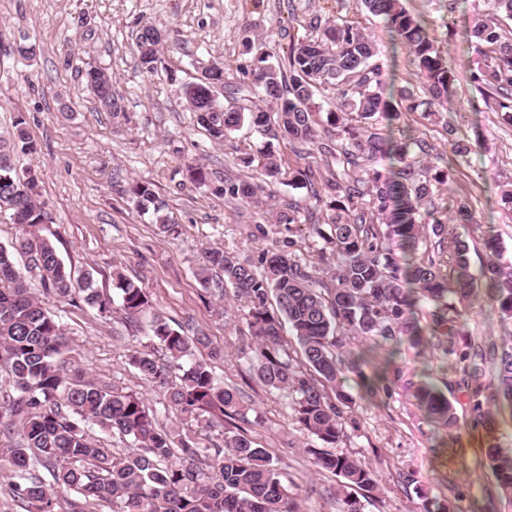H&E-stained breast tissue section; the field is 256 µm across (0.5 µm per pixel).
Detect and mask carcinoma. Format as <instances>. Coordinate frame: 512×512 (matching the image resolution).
<instances>
[{"label":"carcinoma","mask_w":512,"mask_h":512,"mask_svg":"<svg viewBox=\"0 0 512 512\" xmlns=\"http://www.w3.org/2000/svg\"><path fill=\"white\" fill-rule=\"evenodd\" d=\"M360 3L407 48L417 87L387 90L373 37L355 21L340 24L319 15L313 28L322 29L321 39L291 41L281 64L258 57L251 81L224 85V98L217 90L222 62L184 87L188 110L212 139L222 142L246 127L262 143L257 153L241 158L243 167L256 168L257 180H224V199L251 205L275 184L306 188L314 204L290 202L288 210L260 219L284 227L290 246L300 224L323 241L309 259L273 242L262 250L258 266L233 251L207 250L199 283L210 297L229 288L246 304L256 375L270 391L295 394L294 419L320 441L321 447L310 449L313 464L338 478L343 512H362L360 498L379 490L366 462L329 452L340 447L344 409L354 404L343 379L355 375L362 397L376 399L390 394L403 376L388 358L382 371L367 375L370 360L353 351L362 340L429 347L448 357L449 368L461 376L472 426L486 431V466L500 499L512 506V451L496 443L492 412L499 403L512 408V260L498 237L484 240L485 299L497 310L502 336L479 340L463 319L477 293L470 246L458 232V225L477 221L463 198L452 205L453 223L436 217L435 196L450 168L424 164L420 155L427 144L420 138L390 134L406 112L430 121L446 109L456 65L404 0ZM488 5L490 12L475 15L469 27L484 56L479 80L493 90V111L512 112V37H504L495 22L499 15L512 19V0ZM163 42L151 25L138 30L135 46L146 72L158 70ZM13 53L30 60L37 45L24 36ZM84 77L102 111L125 117L108 69L91 66ZM326 87L336 94L327 110L318 101ZM25 124L18 116L11 139L0 140V214L21 226L9 245H0V371L6 370L14 389L0 397V469L10 473L12 495L24 512H57L73 494L112 512H297L282 467L239 425L249 422L250 411L239 389L193 359L201 347L213 358L224 355L206 334L176 329L156 315L150 339L164 359L137 352L131 364L164 390L167 409L185 419L206 416L220 428L209 446L158 425L139 393L90 378L69 362L65 330L46 301L81 302L104 314L112 297L96 287L91 271L74 284L56 243L38 233L46 216L38 199L39 174L20 173L13 161L18 151H34ZM285 140L309 145L304 165L288 163L279 150ZM322 156L336 162L323 180L324 195L315 186ZM130 194L137 210L157 214L161 233H178L160 215L163 203L151 184L137 182ZM112 287L127 317L149 307L145 290L123 273L112 272ZM286 329L300 346L296 364L284 348ZM413 397L434 423L457 428L453 404L431 384L414 386ZM94 426L129 438L134 451L116 457L91 435Z\"/></svg>","instance_id":"carcinoma-1"}]
</instances>
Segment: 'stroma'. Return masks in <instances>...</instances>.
Wrapping results in <instances>:
<instances>
[{
	"mask_svg": "<svg viewBox=\"0 0 512 512\" xmlns=\"http://www.w3.org/2000/svg\"><path fill=\"white\" fill-rule=\"evenodd\" d=\"M447 2L406 0L456 63L458 76L446 112L427 123L409 112L401 124L427 142L431 162L449 154V138L468 146L467 156L453 165L451 193L466 198L477 219L461 231L476 274L486 259L485 230L498 235L512 256V211L496 196L497 185L512 181V118L487 108L484 86L474 78L480 56L464 35L474 14L487 12L486 0H457L452 13ZM325 13L360 18L378 45L386 81L398 88L415 85L405 48L379 18L361 13L358 0H0V137L9 138L17 114H24L36 150L14 160L18 169L40 174L47 212L41 234L56 243L74 275L94 270L104 293H112L118 266L151 299L150 309L133 321L117 302L105 317L86 305L49 302L67 331L72 364L139 392L160 425L172 427L177 420L166 411L160 389L141 379L130 358L151 350L154 315L203 331L224 356L210 359V348H202L196 359L210 361L214 373L238 387L259 413L253 436L280 461L299 512H340L337 479L313 466L309 450L317 442L295 421L291 395L268 391L242 354L250 342L243 303L230 295L202 297L196 277L204 251L227 249L254 262L277 235L276 225L261 224L259 208H230L220 192L225 176L243 174L241 154L256 152L260 143L244 130L212 140L188 110L183 90L215 62L239 80L259 53L282 58L290 39L309 34L310 18ZM146 23L166 36L164 67L154 74L141 68L134 52L135 34ZM25 35L39 46L35 59L11 52ZM90 65L114 75L125 119L98 110L85 87ZM195 164L208 171L207 184L189 180L187 168ZM134 181L152 183L178 226L177 239L161 234L152 215L135 210L126 192ZM396 361L402 381L376 401L357 399L343 425V451L365 460L381 485L363 512H424L428 497L460 512H512L482 464L485 432L472 427L467 397L447 361L428 348L402 349ZM423 373L455 406L457 430L436 429L417 408L406 382ZM408 475L415 482L407 486Z\"/></svg>",
	"mask_w": 512,
	"mask_h": 512,
	"instance_id": "obj_1",
	"label": "stroma"
}]
</instances>
